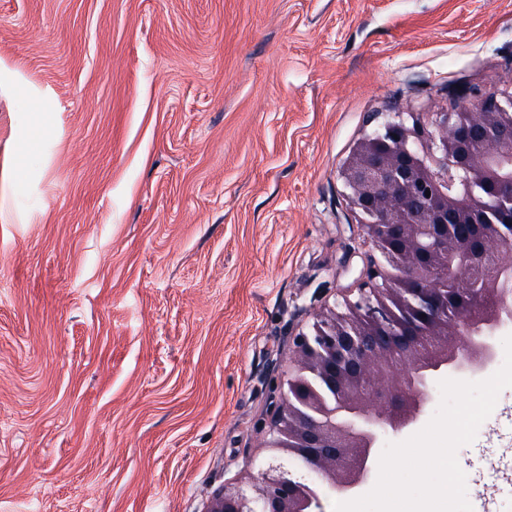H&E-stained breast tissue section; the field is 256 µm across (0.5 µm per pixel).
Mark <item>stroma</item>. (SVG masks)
<instances>
[{
    "instance_id": "stroma-1",
    "label": "stroma",
    "mask_w": 512,
    "mask_h": 512,
    "mask_svg": "<svg viewBox=\"0 0 512 512\" xmlns=\"http://www.w3.org/2000/svg\"><path fill=\"white\" fill-rule=\"evenodd\" d=\"M0 55L54 117L0 201V512H202L356 294L342 163L512 94V0H0ZM26 117L0 95V169ZM456 457L512 512V387Z\"/></svg>"
}]
</instances>
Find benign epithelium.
<instances>
[{"mask_svg": "<svg viewBox=\"0 0 512 512\" xmlns=\"http://www.w3.org/2000/svg\"><path fill=\"white\" fill-rule=\"evenodd\" d=\"M340 176L370 257L358 296L320 311L292 342L293 369L272 406L267 466L216 492L203 512H320L300 470L330 493L372 477L379 432H402L427 410L428 379L475 372L494 358V333L512 324V247L499 228L476 247L448 245V225L481 206L490 185L512 206V97L477 94L432 129L397 112L357 143ZM483 298L448 323L442 283Z\"/></svg>", "mask_w": 512, "mask_h": 512, "instance_id": "obj_1", "label": "benign epithelium"}]
</instances>
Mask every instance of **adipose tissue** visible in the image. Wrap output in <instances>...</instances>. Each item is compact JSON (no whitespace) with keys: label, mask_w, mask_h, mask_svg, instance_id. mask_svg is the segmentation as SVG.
Listing matches in <instances>:
<instances>
[{"label":"adipose tissue","mask_w":512,"mask_h":512,"mask_svg":"<svg viewBox=\"0 0 512 512\" xmlns=\"http://www.w3.org/2000/svg\"><path fill=\"white\" fill-rule=\"evenodd\" d=\"M2 93L23 96L29 103V114L16 145L18 158L27 160L42 131L51 121L52 115L43 108L40 91L30 86L21 72L6 57L0 56V94Z\"/></svg>","instance_id":"1"}]
</instances>
